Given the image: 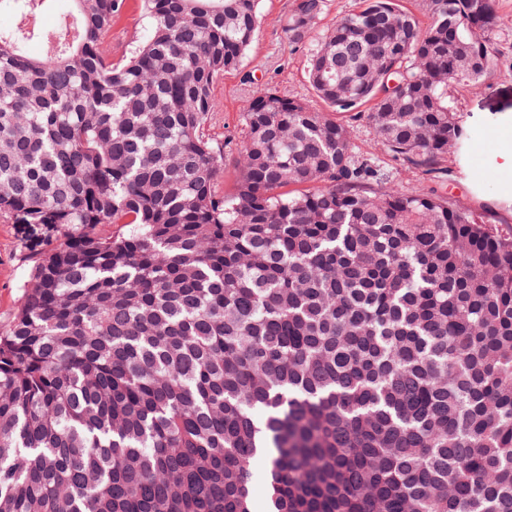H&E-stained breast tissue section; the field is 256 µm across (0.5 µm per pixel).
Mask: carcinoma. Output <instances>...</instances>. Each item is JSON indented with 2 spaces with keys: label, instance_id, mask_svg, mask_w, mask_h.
Instances as JSON below:
<instances>
[{
  "label": "carcinoma",
  "instance_id": "carcinoma-1",
  "mask_svg": "<svg viewBox=\"0 0 512 512\" xmlns=\"http://www.w3.org/2000/svg\"><path fill=\"white\" fill-rule=\"evenodd\" d=\"M10 2L0 216L64 241L0 332V512H254L262 453L268 512H512V234L379 187L335 117L440 177L495 0H363L310 59L324 107L249 101L231 194L204 126L257 0H144L117 61L125 0ZM326 7L295 0L288 37ZM125 12L112 22V59L130 55L139 45L147 20L138 8L140 0H126ZM269 458L265 455L258 456L253 465V496L255 511H262L265 498V476L269 468Z\"/></svg>",
  "mask_w": 512,
  "mask_h": 512
}]
</instances>
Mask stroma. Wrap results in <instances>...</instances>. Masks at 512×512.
<instances>
[{
  "instance_id": "1",
  "label": "stroma",
  "mask_w": 512,
  "mask_h": 512,
  "mask_svg": "<svg viewBox=\"0 0 512 512\" xmlns=\"http://www.w3.org/2000/svg\"><path fill=\"white\" fill-rule=\"evenodd\" d=\"M294 0H258L261 26L256 40L239 65L225 71L214 87L219 107L211 113L206 137L224 146L221 191L232 192L239 175L238 151L245 138L242 113L248 101L265 86L307 102L316 96L307 77V66L323 31L339 18L357 11L361 0H327V10L299 43H291L284 27ZM139 0H127L125 12L112 23V56L119 59L137 48L146 25ZM495 41L500 50L496 63L476 82L453 85L448 96L464 130L458 147L446 161L447 176L432 183L420 171L394 161L379 142L368 121L351 124V143L360 155H374L388 185L407 188L437 187L489 224L512 226V173L495 160L503 139L512 136V0H497ZM46 226L15 224L0 217V329L6 328L26 281L30 246L49 234Z\"/></svg>"
}]
</instances>
